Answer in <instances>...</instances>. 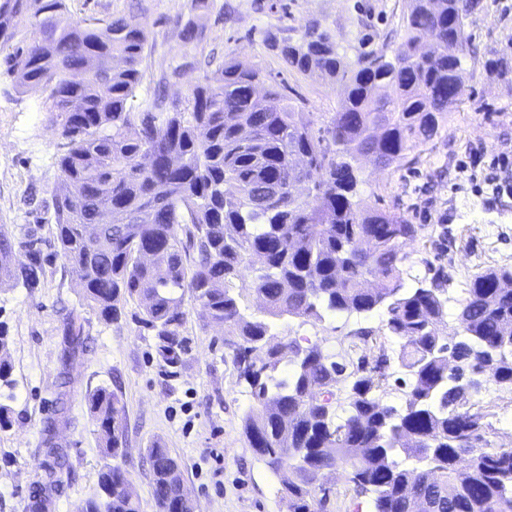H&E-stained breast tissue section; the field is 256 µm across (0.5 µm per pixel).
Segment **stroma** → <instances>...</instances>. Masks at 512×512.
Instances as JSON below:
<instances>
[{"instance_id":"35a3bbf8","label":"stroma","mask_w":512,"mask_h":512,"mask_svg":"<svg viewBox=\"0 0 512 512\" xmlns=\"http://www.w3.org/2000/svg\"><path fill=\"white\" fill-rule=\"evenodd\" d=\"M466 21L472 51L463 60L465 101L449 112L416 163L377 166L362 156L360 196L377 208L404 215L413 224L448 232L443 254L423 242L409 246L403 268L408 278L425 274L434 262L451 300L460 286L486 266H512V194H498L485 182L494 160L512 159V69L488 75V64L512 66V0H483ZM140 5L148 29L143 78L131 101L139 108L164 97L184 99L191 86L222 66L227 57L261 66L270 84L300 100L315 116L313 129L325 135L339 108L340 79H325L289 68L281 42H297L307 25L332 33L347 64L361 51L399 42L406 0H67L77 21L102 25ZM195 23L200 37L184 43L181 31ZM61 140L52 127L41 88L18 89L0 73V231L17 242L51 239L53 190ZM46 262L36 290L0 284V336L11 361L8 382H0V403L11 408L12 424L0 430V512H32L37 484L46 482L48 449L64 459L57 492L45 512H75L97 489L107 459L85 401L105 385L121 395L127 413V446L116 462L126 472L142 512H156L153 473L147 450L157 441L169 448L195 512H288L281 490L288 471L272 473L249 448L243 419L252 405L240 380L235 352L224 332L209 324L204 308L185 298L182 327L186 351L178 369L164 367L157 339L128 304L116 322L85 308L61 255L45 248ZM83 324L85 342L63 356V324L69 315ZM382 313L363 320L344 315L321 320L283 317L275 342L291 339L336 350L338 339L366 325L380 328ZM488 407L493 447L512 429V392L486 383L477 395ZM53 432H45L46 422Z\"/></svg>"}]
</instances>
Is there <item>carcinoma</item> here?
<instances>
[{
  "label": "carcinoma",
  "mask_w": 512,
  "mask_h": 512,
  "mask_svg": "<svg viewBox=\"0 0 512 512\" xmlns=\"http://www.w3.org/2000/svg\"><path fill=\"white\" fill-rule=\"evenodd\" d=\"M479 5L408 0L401 41L389 54L359 56L345 76L326 143L301 105L273 87L253 94L262 70L234 58L198 81L185 104L158 97L135 111L128 101L148 40L139 16L85 26L65 0H0V63L18 86L43 89L64 140L54 246L83 305L117 321L137 303L159 360L172 369L185 349V295L235 337L239 377L253 398L243 432L272 472L292 471L283 488L288 512L326 504V469L370 496L372 512H512V448H491L487 413L470 404L479 389L467 392L448 376L451 361L512 389V268L470 276L459 330L448 336L445 281L435 274L410 287L403 277L405 248L424 225L362 203L356 166L369 153L385 167L398 164L438 133L455 107L448 95L463 84L465 18ZM280 53L303 74L334 77L343 67L336 40L317 26ZM301 178L304 195L292 186ZM248 268L257 316L244 313L232 288ZM43 269L41 248L0 233V272L13 284L34 289ZM370 280L377 287H366ZM380 310L383 327L353 331L341 354L271 343L284 316ZM64 335L70 348L82 344L77 317L67 318ZM383 335L399 350L386 352ZM369 344L378 347L379 370L367 375L358 350ZM285 347L293 369L278 379L271 371ZM392 361L407 375L399 409L378 395ZM87 404L103 453L120 456L122 398L99 386ZM148 453L157 512H174L179 464L160 444ZM401 454L416 465L401 467ZM127 484L120 467H105L77 512H141Z\"/></svg>",
  "instance_id": "1"
}]
</instances>
